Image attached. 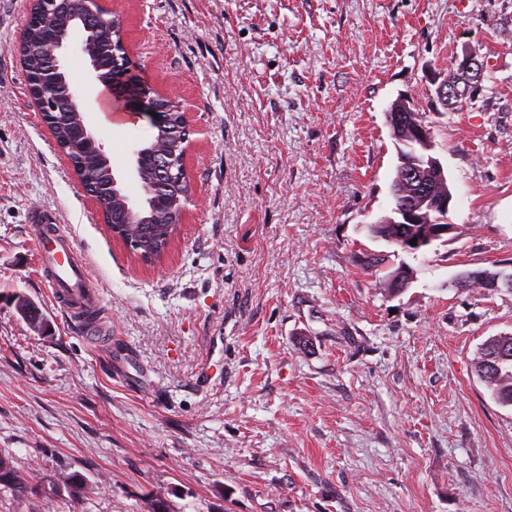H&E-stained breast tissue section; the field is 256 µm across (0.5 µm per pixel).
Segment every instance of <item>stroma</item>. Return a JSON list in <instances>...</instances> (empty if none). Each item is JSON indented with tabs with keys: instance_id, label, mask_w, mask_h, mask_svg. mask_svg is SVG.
<instances>
[{
	"instance_id": "1",
	"label": "stroma",
	"mask_w": 512,
	"mask_h": 512,
	"mask_svg": "<svg viewBox=\"0 0 512 512\" xmlns=\"http://www.w3.org/2000/svg\"><path fill=\"white\" fill-rule=\"evenodd\" d=\"M142 80L199 129L195 200L165 259L114 241L27 93L15 45L30 0H0V455L44 512H512V405L473 359L512 334V0H108ZM473 54L480 87L433 96ZM115 169L149 118L106 127ZM418 100L454 201L410 254L369 236L398 163L386 121ZM54 211L109 317L111 353L75 334L39 276L31 208ZM385 253L390 295L362 264ZM50 332L29 329L17 295ZM89 485L71 501L61 472Z\"/></svg>"
}]
</instances>
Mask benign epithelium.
<instances>
[{"mask_svg": "<svg viewBox=\"0 0 512 512\" xmlns=\"http://www.w3.org/2000/svg\"><path fill=\"white\" fill-rule=\"evenodd\" d=\"M40 3L44 13L51 14L60 8L67 9L72 13L75 21L71 34L66 39L59 37L52 31L45 32L42 51L51 61L50 80L55 84L64 80L66 75L64 57L70 49H77L88 59L92 83L114 92L118 90L123 92L120 100L127 107L146 114L152 111L155 112V116L151 117L155 130L164 132V137L183 146V151H188L193 142L192 135L199 133V130L192 127L188 122L182 126L169 127L171 111L174 109L179 112L183 111L182 104L169 94L157 93L140 81L135 83L129 80V76L132 74L133 62L125 40L122 39L119 42V48L122 49V52H112L114 57L112 80L108 81L101 75L98 55L93 49L92 33L94 27L92 19L96 17V13L77 12L75 0H40ZM460 94H462V91L458 89L457 85L446 78L435 89L437 101L445 108L448 107V102L451 101L453 96ZM30 97L35 99L42 122L47 128L53 124L67 122L73 113L83 112L82 93L75 87L71 88L63 105L52 98L44 101L38 100L33 93L30 94ZM413 111H415L414 99L400 97L392 103L387 113L388 122L397 128L399 143L411 148L408 153L398 151L397 180L406 185L415 173L426 170L434 173L443 186L446 187L448 186V179L444 166L441 160L432 154L434 148L432 133L424 124L411 119L410 113ZM81 134L83 139L95 148L99 161L105 164L111 163L105 152L104 144L85 120L81 123ZM172 159V155L157 150L154 142L151 141L132 150V158L126 175L123 176L116 171L112 172L110 193L123 211L125 223H132L133 214L136 211L148 207L155 210L165 206L170 190L167 179L172 176ZM146 166L153 168L154 180L151 188L143 193V198L134 201L126 193L125 178L141 181ZM452 199V193L448 190L436 197L427 196L421 192L415 193L413 197L407 199V203L397 208L392 215L386 218L385 223L430 224L432 223L431 213L434 211H448Z\"/></svg>", "mask_w": 512, "mask_h": 512, "instance_id": "1", "label": "benign epithelium"}]
</instances>
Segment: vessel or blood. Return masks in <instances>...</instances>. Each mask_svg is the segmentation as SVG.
Returning <instances> with one entry per match:
<instances>
[{
	"instance_id": "b4317fda",
	"label": "vessel or blood",
	"mask_w": 512,
	"mask_h": 512,
	"mask_svg": "<svg viewBox=\"0 0 512 512\" xmlns=\"http://www.w3.org/2000/svg\"><path fill=\"white\" fill-rule=\"evenodd\" d=\"M40 268L55 302L63 308L76 330L90 343L99 344L105 328L102 302L91 286V274L77 254L73 239L58 225L52 213L32 214Z\"/></svg>"
}]
</instances>
